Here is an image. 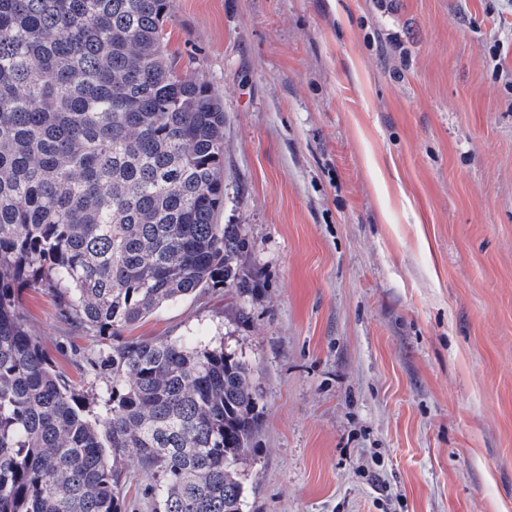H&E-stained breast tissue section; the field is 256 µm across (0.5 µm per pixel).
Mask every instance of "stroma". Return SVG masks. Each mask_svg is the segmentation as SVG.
Returning a JSON list of instances; mask_svg holds the SVG:
<instances>
[{
    "instance_id": "stroma-1",
    "label": "stroma",
    "mask_w": 512,
    "mask_h": 512,
    "mask_svg": "<svg viewBox=\"0 0 512 512\" xmlns=\"http://www.w3.org/2000/svg\"><path fill=\"white\" fill-rule=\"evenodd\" d=\"M166 33L224 106L250 288L126 335L253 363L245 512H512V0H169ZM18 304L100 397L62 299Z\"/></svg>"
}]
</instances>
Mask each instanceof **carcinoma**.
<instances>
[{
    "mask_svg": "<svg viewBox=\"0 0 512 512\" xmlns=\"http://www.w3.org/2000/svg\"><path fill=\"white\" fill-rule=\"evenodd\" d=\"M168 0H0V512H123L121 462L155 512H242L252 362L125 330L215 285L243 291L224 206V108L167 51ZM61 293L109 351L96 405L29 330L19 288Z\"/></svg>",
    "mask_w": 512,
    "mask_h": 512,
    "instance_id": "cac0c4a2",
    "label": "carcinoma"
}]
</instances>
